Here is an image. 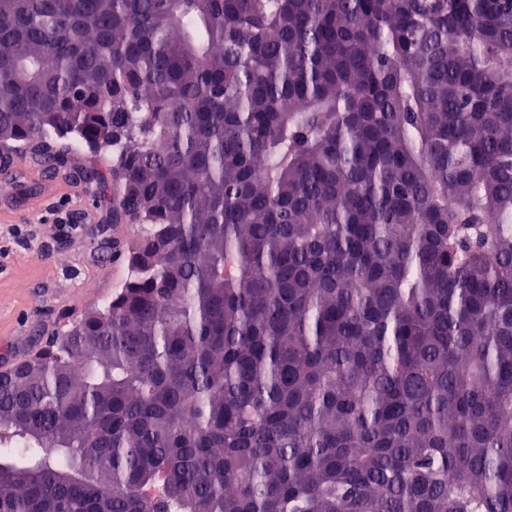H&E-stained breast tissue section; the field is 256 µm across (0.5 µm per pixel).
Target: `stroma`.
Listing matches in <instances>:
<instances>
[{"instance_id": "obj_1", "label": "stroma", "mask_w": 512, "mask_h": 512, "mask_svg": "<svg viewBox=\"0 0 512 512\" xmlns=\"http://www.w3.org/2000/svg\"><path fill=\"white\" fill-rule=\"evenodd\" d=\"M0 168V366L22 348L37 350L112 294L127 275L122 243L134 224L112 221L111 185L85 183L87 146L66 153L47 175L37 152L16 151ZM100 281V295L81 289Z\"/></svg>"}]
</instances>
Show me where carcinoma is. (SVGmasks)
I'll use <instances>...</instances> for the list:
<instances>
[{
  "label": "carcinoma",
  "instance_id": "cac0c4a2",
  "mask_svg": "<svg viewBox=\"0 0 512 512\" xmlns=\"http://www.w3.org/2000/svg\"><path fill=\"white\" fill-rule=\"evenodd\" d=\"M145 224L0 374V512H512V0H0V141Z\"/></svg>",
  "mask_w": 512,
  "mask_h": 512
}]
</instances>
